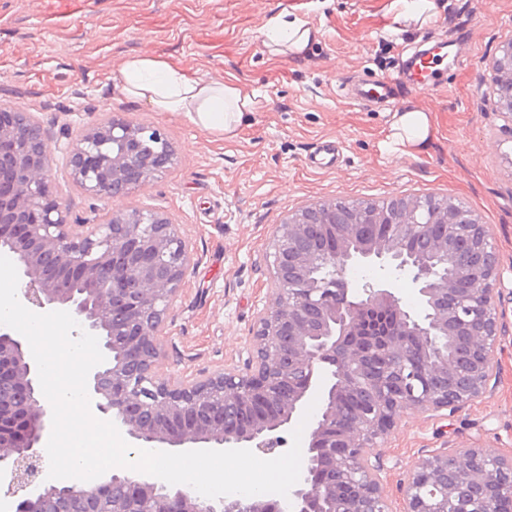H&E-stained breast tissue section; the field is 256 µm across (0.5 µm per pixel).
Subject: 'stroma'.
Wrapping results in <instances>:
<instances>
[{
	"mask_svg": "<svg viewBox=\"0 0 512 512\" xmlns=\"http://www.w3.org/2000/svg\"><path fill=\"white\" fill-rule=\"evenodd\" d=\"M393 0H0V100L34 113L52 147L49 178L74 218L97 224L110 212L166 213L194 264L161 338L157 379L191 381L242 368L253 326L271 303L266 253L272 228L309 203L399 196H451L492 227L512 270V140L493 101V62L512 40V0H435L436 19L395 23ZM316 32L301 56L273 55L263 32L277 16ZM448 43L454 64L442 88L419 91L402 74L416 50ZM149 52L206 79L241 82L257 109L238 135L204 131L178 112H155L120 88L131 55ZM390 77L394 100L367 108L353 85ZM432 112L436 136L417 156L387 146L394 108ZM121 117L168 136L175 161L130 193L94 200L69 175L64 148L86 129ZM325 142L328 168L309 159ZM482 398L449 418L401 413L380 453L392 512L418 456L481 444L512 456V303Z\"/></svg>",
	"mask_w": 512,
	"mask_h": 512,
	"instance_id": "obj_1",
	"label": "stroma"
}]
</instances>
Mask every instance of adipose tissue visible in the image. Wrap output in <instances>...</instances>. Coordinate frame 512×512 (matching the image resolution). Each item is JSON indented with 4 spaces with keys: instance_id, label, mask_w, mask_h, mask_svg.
<instances>
[{
    "instance_id": "1",
    "label": "adipose tissue",
    "mask_w": 512,
    "mask_h": 512,
    "mask_svg": "<svg viewBox=\"0 0 512 512\" xmlns=\"http://www.w3.org/2000/svg\"><path fill=\"white\" fill-rule=\"evenodd\" d=\"M265 37L270 52L297 56L307 50L314 31L305 21L279 17ZM120 74L123 91L153 111L183 113L197 127L228 138L238 133L255 110L254 99L243 85L191 75L153 54L126 58ZM434 138L431 112L410 104L394 113L388 139L395 153H425Z\"/></svg>"
}]
</instances>
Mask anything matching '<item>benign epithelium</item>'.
<instances>
[{"mask_svg": "<svg viewBox=\"0 0 512 512\" xmlns=\"http://www.w3.org/2000/svg\"><path fill=\"white\" fill-rule=\"evenodd\" d=\"M512 84L497 82L496 106L512 137ZM48 136L32 113L0 103V251L16 261L32 310L67 306L109 353L87 389L92 412L137 447L250 449L278 456L307 402L321 410L304 448L305 474L284 500L226 495L206 500L150 478L114 473L94 492L47 480L42 444L51 415L28 342L0 327V499L9 512H48L78 499L104 512L119 494L122 512H391L381 447L406 409L453 414L482 397L500 342L503 269L489 225L447 197L417 196L336 211V200L295 211L274 226L269 259L272 303L256 321L242 372L189 383L158 380L160 336L193 254L179 225L153 210L106 214L75 224L55 195ZM73 182L96 199L124 195L174 163L159 129L112 119L67 149ZM362 224H386L363 237ZM465 236L470 251L452 241ZM385 271L359 286L352 265ZM417 295L409 308L393 272ZM384 365L375 363V356ZM403 512H498L512 495V457L467 448L422 455L403 483Z\"/></svg>", "mask_w": 512, "mask_h": 512, "instance_id": "1", "label": "benign epithelium"}]
</instances>
